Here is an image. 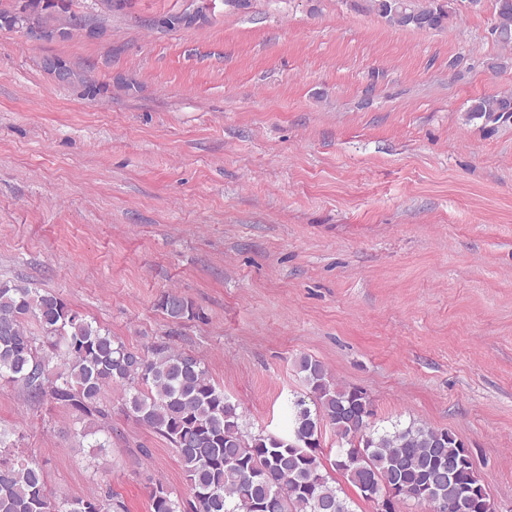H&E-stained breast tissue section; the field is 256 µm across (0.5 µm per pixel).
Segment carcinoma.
<instances>
[{"instance_id":"1","label":"carcinoma","mask_w":512,"mask_h":512,"mask_svg":"<svg viewBox=\"0 0 512 512\" xmlns=\"http://www.w3.org/2000/svg\"><path fill=\"white\" fill-rule=\"evenodd\" d=\"M0 9V28L45 31L43 40L70 37L92 22L73 9V0H14ZM453 0H369L389 25L419 30L448 27ZM492 41L512 47V0H494ZM194 19L163 16L160 29L188 26ZM473 118L495 124L512 116V92L475 98ZM158 309L172 321L202 314L175 292L163 294ZM34 322L39 333L28 325ZM296 369L314 408L296 396L288 403V434L244 428L238 405L212 380L195 355L166 343L149 350L126 346L57 295L29 284L0 280V381L29 397H49L80 413L78 437L92 448L109 447L111 410L103 388H123L124 409L175 448L189 497L158 484L149 494L150 512H353L322 461V429L336 435L334 468L377 512H400L407 501L443 512H497L468 444L447 428L428 424L378 430L368 392L343 386L325 365L301 356ZM453 469H448V463ZM112 493L56 501L33 458L0 457V512H119Z\"/></svg>"}]
</instances>
